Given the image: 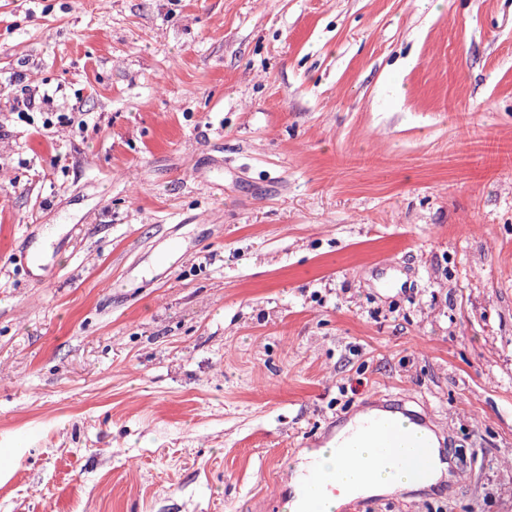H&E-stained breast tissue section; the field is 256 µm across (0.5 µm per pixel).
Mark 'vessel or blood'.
<instances>
[{"instance_id":"b4317fda","label":"vessel or blood","mask_w":512,"mask_h":512,"mask_svg":"<svg viewBox=\"0 0 512 512\" xmlns=\"http://www.w3.org/2000/svg\"><path fill=\"white\" fill-rule=\"evenodd\" d=\"M402 425L418 432L430 428L424 414L407 408L405 398L383 396L361 413L346 416L336 426L312 437L311 442L328 446L342 461L357 456L361 448H372L374 459L385 460L391 469L408 472L412 482H423L435 466L436 451L423 448L414 439L393 435V428ZM297 483L304 500L302 512H332L327 502L332 480L322 474L315 454H308Z\"/></svg>"}]
</instances>
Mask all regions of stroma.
I'll use <instances>...</instances> for the list:
<instances>
[{
  "mask_svg": "<svg viewBox=\"0 0 512 512\" xmlns=\"http://www.w3.org/2000/svg\"><path fill=\"white\" fill-rule=\"evenodd\" d=\"M14 80L0 512H277L373 395L454 465L374 512H512V0H0ZM7 93V96L12 101L13 108L17 110L16 112L20 118H25L29 116V110H32L36 107L35 96L27 93L25 89H21L20 91L15 88V84H9L0 86V95ZM46 115L44 119V125L46 127H50L55 124L53 118H56L58 124H62L63 126L70 127L72 133L83 134L86 127L87 121L84 119V113L82 112H69L71 115H67V113H58V112H42ZM58 114V115H57ZM74 114H79V117L74 116Z\"/></svg>",
  "mask_w": 512,
  "mask_h": 512,
  "instance_id": "35a3bbf8",
  "label": "stroma"
}]
</instances>
